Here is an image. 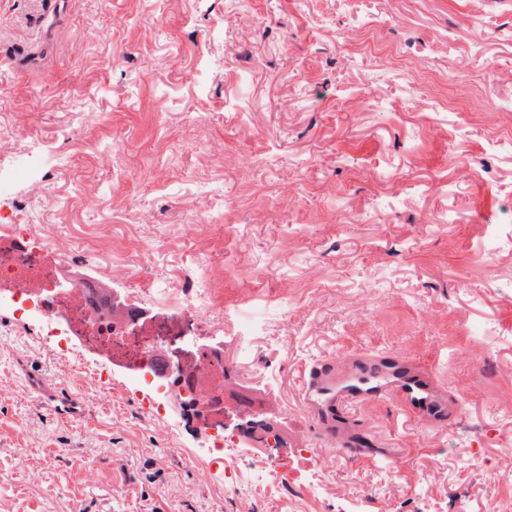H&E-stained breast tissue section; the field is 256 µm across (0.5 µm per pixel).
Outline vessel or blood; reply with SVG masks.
Segmentation results:
<instances>
[{"instance_id":"obj_1","label":"vessel or blood","mask_w":512,"mask_h":512,"mask_svg":"<svg viewBox=\"0 0 512 512\" xmlns=\"http://www.w3.org/2000/svg\"><path fill=\"white\" fill-rule=\"evenodd\" d=\"M254 400L263 402L265 424L276 427L288 447H302L304 432L285 420L275 400L237 377L225 376L226 406L240 411ZM300 400L317 426L321 446L359 461L369 457L352 429V416L360 410L390 403L418 426L439 432L464 413L461 399L449 394L446 379L437 371L386 351L363 349L342 358L319 359L305 367Z\"/></svg>"}]
</instances>
